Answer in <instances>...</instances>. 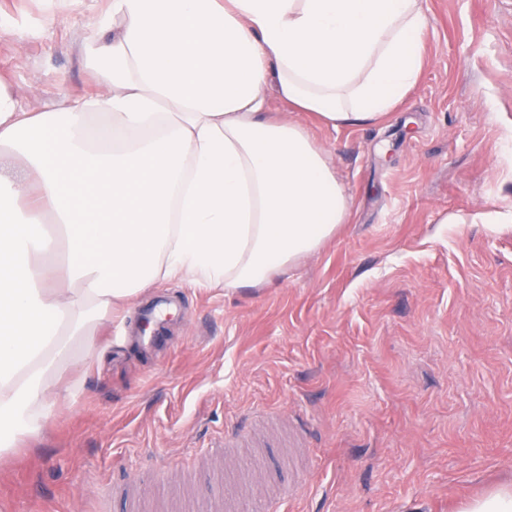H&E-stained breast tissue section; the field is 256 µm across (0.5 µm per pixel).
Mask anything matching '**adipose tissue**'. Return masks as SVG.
<instances>
[{
	"mask_svg": "<svg viewBox=\"0 0 512 512\" xmlns=\"http://www.w3.org/2000/svg\"><path fill=\"white\" fill-rule=\"evenodd\" d=\"M427 25L420 0H111L79 46L94 92L33 112L0 81V460L148 288H251L348 223L326 151L268 96L380 123Z\"/></svg>",
	"mask_w": 512,
	"mask_h": 512,
	"instance_id": "ef3b65f1",
	"label": "adipose tissue"
}]
</instances>
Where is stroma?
Returning <instances> with one entry per match:
<instances>
[{"instance_id":"obj_1","label":"stroma","mask_w":512,"mask_h":512,"mask_svg":"<svg viewBox=\"0 0 512 512\" xmlns=\"http://www.w3.org/2000/svg\"><path fill=\"white\" fill-rule=\"evenodd\" d=\"M55 2L0 0V78L32 111L95 89L79 43L108 0ZM422 5L425 66L384 121L305 122L350 222L256 288H149L177 310L154 358L133 309L101 327L0 462V512H181L218 473L265 512H454L512 481V0ZM228 429L245 444L210 453Z\"/></svg>"}]
</instances>
